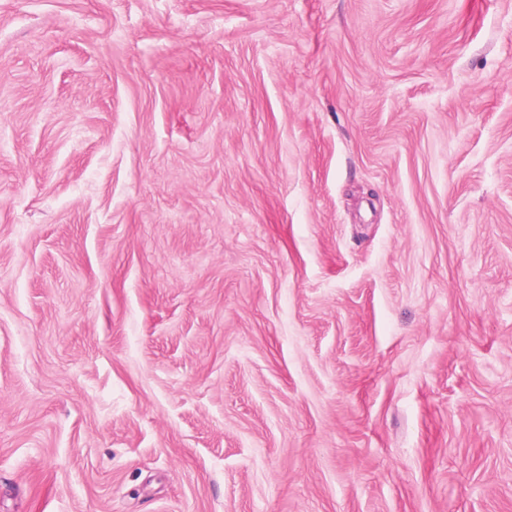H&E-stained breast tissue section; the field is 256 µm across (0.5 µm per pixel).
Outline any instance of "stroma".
Segmentation results:
<instances>
[{
	"instance_id": "35a3bbf8",
	"label": "stroma",
	"mask_w": 512,
	"mask_h": 512,
	"mask_svg": "<svg viewBox=\"0 0 512 512\" xmlns=\"http://www.w3.org/2000/svg\"><path fill=\"white\" fill-rule=\"evenodd\" d=\"M0 512H512V0H0Z\"/></svg>"
}]
</instances>
